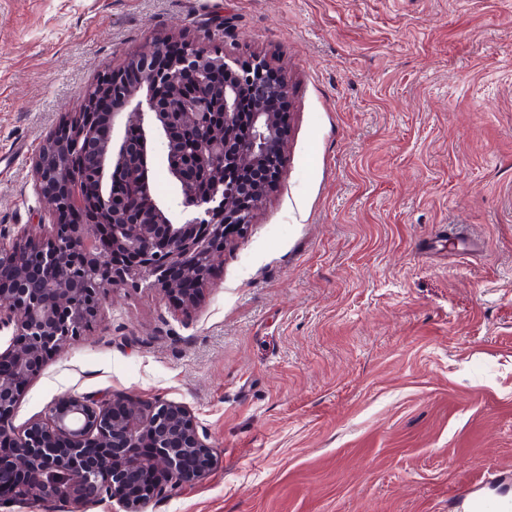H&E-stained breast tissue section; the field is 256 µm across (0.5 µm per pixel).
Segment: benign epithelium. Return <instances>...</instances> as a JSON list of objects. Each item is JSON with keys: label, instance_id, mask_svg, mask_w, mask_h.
<instances>
[{"label": "benign epithelium", "instance_id": "7a95c632", "mask_svg": "<svg viewBox=\"0 0 512 512\" xmlns=\"http://www.w3.org/2000/svg\"><path fill=\"white\" fill-rule=\"evenodd\" d=\"M130 70L134 85L124 77ZM288 88V72L262 57L231 60L189 38L151 37L43 145L35 188L50 222L39 236L0 243V332L12 330L0 352V456L19 470L0 469L9 491L0 503L65 502L86 512L110 500L121 512H144L206 477L211 449L179 403L73 394L23 430L11 416L60 344L98 318L104 289L160 286L195 302L227 247L224 226L246 233L281 178ZM243 93L255 103L245 141L234 136ZM158 143L192 215L184 223L151 198ZM142 446L155 453H129Z\"/></svg>", "mask_w": 512, "mask_h": 512}]
</instances>
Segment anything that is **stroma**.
I'll return each mask as SVG.
<instances>
[{"instance_id":"obj_1","label":"stroma","mask_w":512,"mask_h":512,"mask_svg":"<svg viewBox=\"0 0 512 512\" xmlns=\"http://www.w3.org/2000/svg\"><path fill=\"white\" fill-rule=\"evenodd\" d=\"M155 35L287 71L282 177L194 304L106 289L14 426L68 394L186 406L212 466L146 512L512 496V0H0L1 238L41 234L33 158Z\"/></svg>"}]
</instances>
